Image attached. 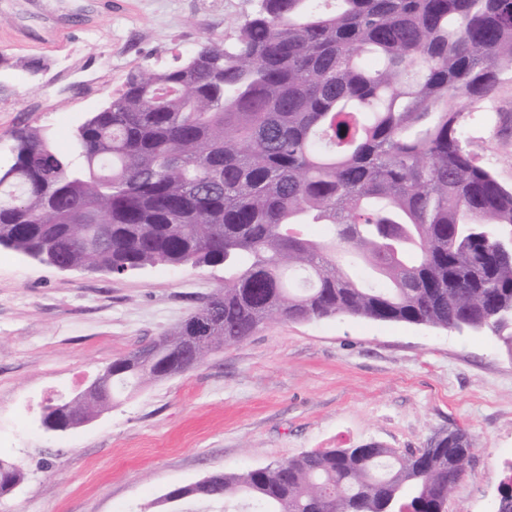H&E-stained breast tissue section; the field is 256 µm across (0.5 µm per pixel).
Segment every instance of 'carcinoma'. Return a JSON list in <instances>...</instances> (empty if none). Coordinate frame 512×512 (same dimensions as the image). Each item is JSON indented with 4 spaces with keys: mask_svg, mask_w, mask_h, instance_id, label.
Returning a JSON list of instances; mask_svg holds the SVG:
<instances>
[{
    "mask_svg": "<svg viewBox=\"0 0 512 512\" xmlns=\"http://www.w3.org/2000/svg\"><path fill=\"white\" fill-rule=\"evenodd\" d=\"M512 72V0H255L221 41L131 74L73 134L33 127L0 164V246L122 275L224 267V287L112 361V400L194 369L272 320L489 330L512 352V188L463 136ZM320 226L315 239L308 233ZM466 433L415 454L303 452L175 488L252 512H442Z\"/></svg>",
    "mask_w": 512,
    "mask_h": 512,
    "instance_id": "obj_1",
    "label": "carcinoma"
}]
</instances>
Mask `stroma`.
I'll list each match as a JSON object with an SVG mask.
<instances>
[{
	"mask_svg": "<svg viewBox=\"0 0 512 512\" xmlns=\"http://www.w3.org/2000/svg\"><path fill=\"white\" fill-rule=\"evenodd\" d=\"M253 0H0V161L16 129L72 135L130 73L223 38ZM41 62L31 72L29 62ZM464 136L512 186V74L470 108ZM223 267L123 276L62 271L0 247V459L26 475L0 512H168L214 472L378 442L401 452L454 429L473 453L447 512H496L512 476V355L489 333L332 317L274 321L189 372L147 382L91 423L46 430L43 409L184 320Z\"/></svg>",
	"mask_w": 512,
	"mask_h": 512,
	"instance_id": "stroma-1",
	"label": "stroma"
}]
</instances>
